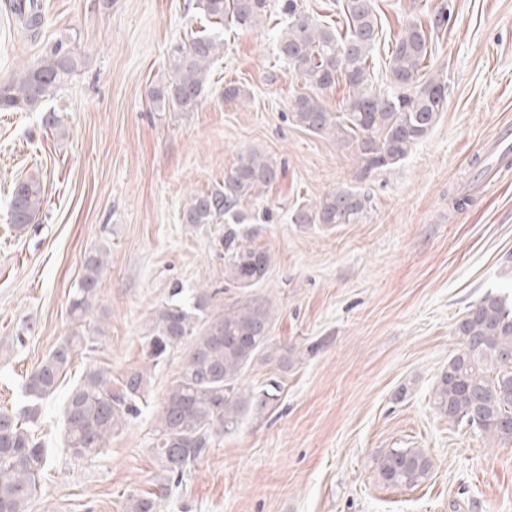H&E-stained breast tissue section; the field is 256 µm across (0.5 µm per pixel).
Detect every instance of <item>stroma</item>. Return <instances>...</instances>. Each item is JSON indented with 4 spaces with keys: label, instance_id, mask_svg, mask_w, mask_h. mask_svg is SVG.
I'll list each match as a JSON object with an SVG mask.
<instances>
[{
    "label": "stroma",
    "instance_id": "35a3bbf8",
    "mask_svg": "<svg viewBox=\"0 0 512 512\" xmlns=\"http://www.w3.org/2000/svg\"><path fill=\"white\" fill-rule=\"evenodd\" d=\"M38 2L32 38L0 0V83L59 43L81 63L40 110L0 112V410L23 405L22 381L65 337L96 345L74 350L31 425L56 450L32 512H123L129 493L155 490L154 414L185 353L150 367L143 338L158 305L201 289L216 312L270 300L273 343L291 364L245 371L249 386L277 379V403L213 441L158 512H512V443L449 424L430 401L468 306L512 291V166L493 147L512 127V0H376L386 43L442 4L451 17L425 69L448 79L446 112L406 161L371 172L352 147L292 122L305 81L278 56L280 0L264 24L221 32L192 112L156 109L151 93L174 47L209 26L196 0ZM231 83L244 99L225 100ZM46 112L64 132L43 124ZM252 150L282 173L239 208L242 243L272 255L265 279L243 290L226 279L224 224L193 229L182 212ZM31 176L44 209L17 235L5 202ZM339 186L368 196L361 223H294L299 206ZM102 246L98 297L79 324L70 298L85 254ZM93 366L116 379L147 372V402L105 455L76 463L61 450L60 411ZM390 448L423 449L431 478L384 485L374 459Z\"/></svg>",
    "mask_w": 512,
    "mask_h": 512
}]
</instances>
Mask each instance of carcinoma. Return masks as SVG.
I'll list each match as a JSON object with an SVG mask.
<instances>
[{
  "instance_id": "carcinoma-1",
  "label": "carcinoma",
  "mask_w": 512,
  "mask_h": 512,
  "mask_svg": "<svg viewBox=\"0 0 512 512\" xmlns=\"http://www.w3.org/2000/svg\"><path fill=\"white\" fill-rule=\"evenodd\" d=\"M344 23L325 24L298 9V0H286L288 22L277 35L281 59L299 75L307 90L290 105L292 122L318 136H332L343 146L353 145L364 168L387 169L408 158L432 131L448 105L444 78L422 80L421 71L433 52L434 34L449 20L447 11L435 15L429 26L407 23L388 47L387 78L392 92L376 93L369 84V59L379 41L375 0H341ZM9 10L33 31L40 13L29 0H12ZM196 8L222 27H255L266 16V0H197ZM221 40L210 34H192L177 45L169 61V82L153 91L159 108L190 112L198 104ZM79 60L70 49L56 47L34 67L21 66L9 81L0 83V110L34 111L75 72ZM344 81L349 96L344 111L332 112L321 93ZM277 160L260 151L241 158L221 189L194 194L184 209L182 223L197 228L221 217L235 218L241 202L257 197L278 178ZM41 182H17L7 217L16 231L33 223L42 208ZM367 211V197L340 186L313 208H301L295 221L304 224H357ZM228 277L239 288L259 284L272 264L266 250L240 243L237 231L224 233ZM106 248L84 256L82 275L70 301V313L86 317L98 295ZM273 323L268 302L252 301L211 310V295L197 292L189 302L168 301L153 311L144 336L148 359L157 365L171 352L185 349L186 361L160 406L153 430L152 454L159 466L158 492L201 457L216 437L234 430L243 415L264 413L274 405L281 386L268 381L247 387L242 376L260 358L288 368V350L273 347ZM461 347L448 360L435 383L431 401L452 424H465L498 442H512V299L488 293L458 321ZM94 338L68 336L33 368L22 384L26 404L17 411H0V512H30L37 479L50 462L48 448L27 423L35 420L43 400L54 393L71 362L75 347ZM147 379L133 372L121 381L103 369H89L69 394L63 407L66 452L88 461L108 447L112 434L139 412L145 401ZM380 480L391 487L413 488L431 476L432 462L420 448H392L374 459ZM157 492H132L123 512H157Z\"/></svg>"
}]
</instances>
